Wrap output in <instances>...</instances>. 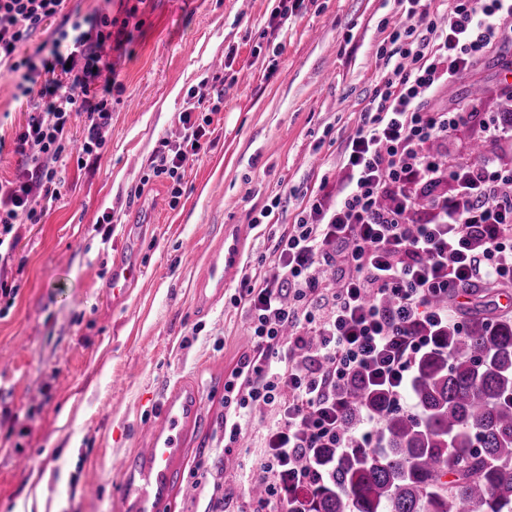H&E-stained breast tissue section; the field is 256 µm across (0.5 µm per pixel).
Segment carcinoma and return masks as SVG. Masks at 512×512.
<instances>
[{"label":"carcinoma","instance_id":"cac0c4a2","mask_svg":"<svg viewBox=\"0 0 512 512\" xmlns=\"http://www.w3.org/2000/svg\"><path fill=\"white\" fill-rule=\"evenodd\" d=\"M344 390L381 414L383 447L319 449L333 477L307 512H512V317L474 311L438 338L415 365L416 414L360 377Z\"/></svg>","mask_w":512,"mask_h":512}]
</instances>
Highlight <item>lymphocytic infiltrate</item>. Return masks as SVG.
<instances>
[{
    "label": "lymphocytic infiltrate",
    "mask_w": 512,
    "mask_h": 512,
    "mask_svg": "<svg viewBox=\"0 0 512 512\" xmlns=\"http://www.w3.org/2000/svg\"><path fill=\"white\" fill-rule=\"evenodd\" d=\"M65 0H0V68L26 97L28 117L15 137L23 169L0 180V247L15 225L38 223L60 199L71 145L84 155L105 144L112 121L113 71L101 49L111 13H68ZM406 0L408 25L389 36L390 64L345 151L335 192L310 195L297 223L278 238L274 275L245 274L237 298L253 346L224 381L225 447L235 445L257 408L277 411L265 435L255 512H303L308 490L327 480L322 448L382 445L381 419L339 392L363 377L388 406L408 408L418 358L437 336L463 331L456 300L483 285L512 288V160L493 149L505 133L482 102L449 110L427 101L461 79L497 42L512 39V0ZM60 22L33 54L18 57L49 18ZM189 91L177 139H161L150 168L171 179L179 198L184 167L210 133V119ZM83 117L81 141L73 119ZM476 129L479 151L453 157L448 143ZM360 410L359 426L347 412ZM307 456V467L297 463Z\"/></svg>",
    "instance_id": "obj_1"
}]
</instances>
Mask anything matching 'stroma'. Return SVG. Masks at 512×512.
<instances>
[{
  "instance_id": "35a3bbf8",
  "label": "stroma",
  "mask_w": 512,
  "mask_h": 512,
  "mask_svg": "<svg viewBox=\"0 0 512 512\" xmlns=\"http://www.w3.org/2000/svg\"><path fill=\"white\" fill-rule=\"evenodd\" d=\"M279 0H112L141 26L116 61L122 93L97 154L69 160L61 198L39 223L18 229L0 257V512H14L31 472L59 512H118L119 460L140 447L164 394L192 378L202 422L189 436L179 491L168 512H204L202 484L223 485L226 512H250L248 484L276 421L253 412L237 447L222 450L224 377L252 346L235 299L253 267L273 272L275 236L296 223L322 178L336 180L349 138L378 84V57L403 21L398 0H305L280 41H267ZM512 46L500 44L427 107L446 110L472 87L492 117L512 113ZM224 81V98L211 86ZM205 95L213 132L190 158L179 198L147 179L149 159L171 136L190 90ZM0 77V179L19 171L15 132L26 118ZM279 207H272V200ZM111 223H102L103 214ZM239 240L224 295L200 308L204 262L220 235ZM122 257L143 275L113 301L108 284ZM215 457L210 473L193 463ZM29 465L21 469L18 459Z\"/></svg>"
}]
</instances>
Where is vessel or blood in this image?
Returning <instances> with one entry per match:
<instances>
[{
  "label": "vessel or blood",
  "mask_w": 512,
  "mask_h": 512,
  "mask_svg": "<svg viewBox=\"0 0 512 512\" xmlns=\"http://www.w3.org/2000/svg\"><path fill=\"white\" fill-rule=\"evenodd\" d=\"M236 258L237 250L232 245L208 256L206 289L198 294L201 304H208L211 295L223 293L224 273ZM142 274L135 261L116 262L112 270L113 296L123 298ZM202 406L198 386L188 379L177 382L165 395L159 425L148 448L134 451L121 461L120 512H164L179 481L186 439L200 420Z\"/></svg>",
  "instance_id": "obj_1"
}]
</instances>
